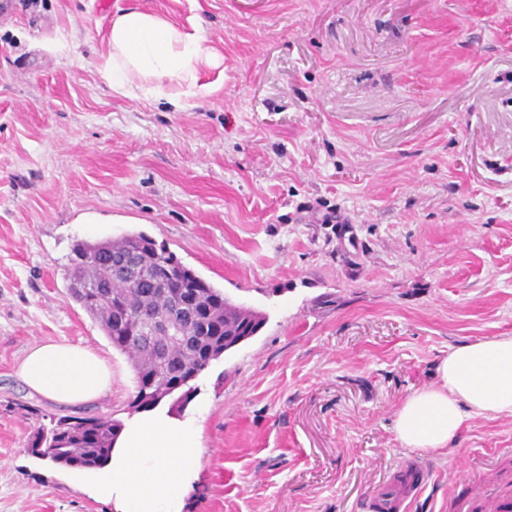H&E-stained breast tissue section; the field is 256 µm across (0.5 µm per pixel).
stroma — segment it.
<instances>
[{
    "mask_svg": "<svg viewBox=\"0 0 512 512\" xmlns=\"http://www.w3.org/2000/svg\"><path fill=\"white\" fill-rule=\"evenodd\" d=\"M0 0V512H113L27 451L63 415L123 422L135 375L67 296L76 241L144 232L265 324L195 381L184 512H366L416 461L408 512L463 475L512 482V418L400 446L450 347L512 333V0ZM201 28L213 85L174 112L97 70L113 11ZM336 210L348 231L314 223ZM67 339L112 366L58 406L17 367Z\"/></svg>",
    "mask_w": 512,
    "mask_h": 512,
    "instance_id": "stroma-1",
    "label": "stroma"
}]
</instances>
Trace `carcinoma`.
I'll use <instances>...</instances> for the list:
<instances>
[{
  "instance_id": "1",
  "label": "carcinoma",
  "mask_w": 512,
  "mask_h": 512,
  "mask_svg": "<svg viewBox=\"0 0 512 512\" xmlns=\"http://www.w3.org/2000/svg\"><path fill=\"white\" fill-rule=\"evenodd\" d=\"M67 295L95 321L135 372L130 407L148 410L191 385L224 348L257 335L265 317L233 303L165 246L142 232L95 243L80 241L66 272ZM190 297L188 313L178 308ZM173 335L158 336L163 323ZM122 424L99 416H64L39 430L28 453L69 468L93 469L108 460Z\"/></svg>"
}]
</instances>
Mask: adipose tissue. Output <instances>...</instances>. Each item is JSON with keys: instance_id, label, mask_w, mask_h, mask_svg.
Instances as JSON below:
<instances>
[{"instance_id": "ef3b65f1", "label": "adipose tissue", "mask_w": 512, "mask_h": 512, "mask_svg": "<svg viewBox=\"0 0 512 512\" xmlns=\"http://www.w3.org/2000/svg\"><path fill=\"white\" fill-rule=\"evenodd\" d=\"M211 61L201 30L187 32L160 13L129 7L113 15L97 67L116 95L183 111L212 93L198 77ZM18 373L33 392L61 406L91 403L112 389L106 360L65 340L31 348ZM436 376L396 413L393 431L402 447L434 452L456 441L470 420L512 416V334L451 348ZM200 451L192 421L156 408L125 423L88 486L113 512H184Z\"/></svg>"}]
</instances>
